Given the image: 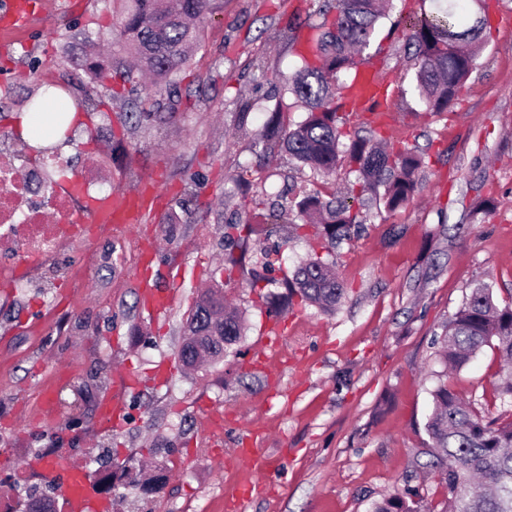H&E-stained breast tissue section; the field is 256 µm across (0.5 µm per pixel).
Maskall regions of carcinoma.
Returning a JSON list of instances; mask_svg holds the SVG:
<instances>
[{
	"label": "carcinoma",
	"instance_id": "carcinoma-1",
	"mask_svg": "<svg viewBox=\"0 0 512 512\" xmlns=\"http://www.w3.org/2000/svg\"><path fill=\"white\" fill-rule=\"evenodd\" d=\"M121 2L120 17L112 24V46L119 47L121 55L111 57L106 69L89 67L91 79L101 80L109 69L131 90H144L145 102L162 92L174 102L190 50L202 42L201 23L219 0ZM393 8V0H326L318 10L322 21L311 26L316 31L311 45L300 50L302 66L288 81L306 117L290 128L281 112L274 111L260 132L268 153L284 148L326 180L337 168H345L354 176L346 191L326 199L321 191L312 190L293 205L270 204L267 213L250 210L244 202L225 224L224 236L234 231L249 235L256 224L285 218L295 231L316 225L329 250L364 223L354 210L355 200L369 193L384 210L393 211L414 198L425 157L405 145L352 135L339 116L342 91L348 86L340 77L363 64L376 23ZM488 10L487 0H474L472 6L469 0H448L446 9L400 19L408 45L414 48V91L426 111L448 112L458 103L486 44ZM28 102L34 112L30 138L41 140L47 129L67 125L66 109L51 95L43 92ZM283 286L288 297L297 295L326 312L335 310L345 295L333 262L319 255L299 264ZM244 330L242 315L224 306L219 287L201 292L186 320L182 365L223 357ZM434 345L442 370L434 372L433 407L425 429L432 467L444 490L439 512H512V420L499 423L482 416L448 385V371L466 366L488 346L501 362L494 390L500 398L512 399V301L501 306L490 284L476 283L442 326ZM421 502L411 489H398L374 502L370 512H422Z\"/></svg>",
	"mask_w": 512,
	"mask_h": 512
}]
</instances>
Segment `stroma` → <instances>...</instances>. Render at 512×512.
<instances>
[{"mask_svg": "<svg viewBox=\"0 0 512 512\" xmlns=\"http://www.w3.org/2000/svg\"><path fill=\"white\" fill-rule=\"evenodd\" d=\"M319 0H224L203 22L204 38L182 74L172 116L124 130L141 101L124 92L106 110L99 99L120 79L91 81L89 39H110L117 0H52L11 31L0 29V152L27 172L38 151L21 138L30 93L50 82L80 105L68 140L52 135L53 152L74 178L113 193L155 186L142 223L94 241L71 243L49 277L0 300V487L24 512L28 496L60 498L62 470L161 471L158 492L119 483L111 512H368L371 502L407 486L435 505L442 489L425 464V422L432 408V339L474 283L494 284L512 299V27L493 24L485 49L453 111L425 112L411 94L415 70L399 17L432 11L446 0H395L366 50L386 81L391 119L382 137L423 150L427 164L415 198L393 212L365 201L363 228L332 249L346 287L336 310L287 302L281 286L306 259L311 237L285 224L228 245L225 198L236 177L250 198L321 181L287 151L268 155L258 132L272 110L286 124L304 117L288 91L301 60L280 30L316 21ZM255 100L245 127L239 95ZM287 238L264 290L249 286L263 250ZM155 241L148 256L142 244ZM101 255L82 285L66 283L70 266ZM237 258L225 272V257ZM218 282L244 315L238 343L194 372L177 368L183 324L197 293ZM173 290L150 318L142 283ZM139 388L120 424L99 406L120 372ZM499 363L484 348L448 380L483 413L512 417L494 394ZM223 414L214 437L206 416ZM243 448L264 449L270 484L244 504L226 495L251 479Z\"/></svg>", "mask_w": 512, "mask_h": 512, "instance_id": "35a3bbf8", "label": "stroma"}]
</instances>
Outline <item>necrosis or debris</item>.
<instances>
[{
    "instance_id": "necrosis-or-debris-1",
    "label": "necrosis or debris",
    "mask_w": 512,
    "mask_h": 512,
    "mask_svg": "<svg viewBox=\"0 0 512 512\" xmlns=\"http://www.w3.org/2000/svg\"><path fill=\"white\" fill-rule=\"evenodd\" d=\"M15 168L12 156L0 154V286L13 291L50 268L68 241L105 232V225L84 223L80 216L110 198L88 179L76 187L48 178L41 161L32 164L24 181ZM47 207L58 212L60 223H43Z\"/></svg>"
}]
</instances>
